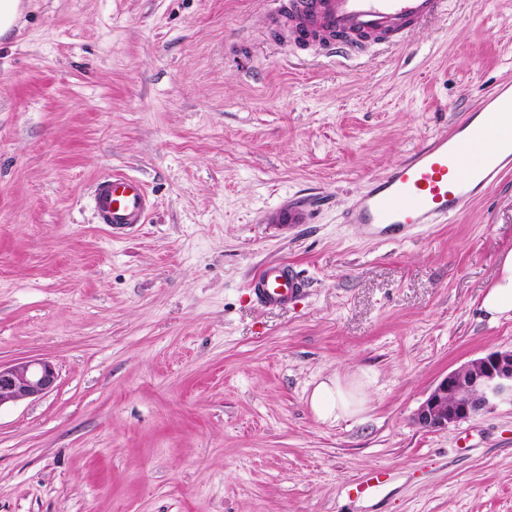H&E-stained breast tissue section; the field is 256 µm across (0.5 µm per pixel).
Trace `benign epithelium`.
Listing matches in <instances>:
<instances>
[{
    "mask_svg": "<svg viewBox=\"0 0 512 512\" xmlns=\"http://www.w3.org/2000/svg\"><path fill=\"white\" fill-rule=\"evenodd\" d=\"M57 377L47 360L0 363V407L47 394ZM503 402L512 404V350L491 352L449 372L431 389L413 422L426 430L446 429Z\"/></svg>",
    "mask_w": 512,
    "mask_h": 512,
    "instance_id": "obj_1",
    "label": "benign epithelium"
}]
</instances>
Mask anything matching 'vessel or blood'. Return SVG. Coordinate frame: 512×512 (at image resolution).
<instances>
[{
	"mask_svg": "<svg viewBox=\"0 0 512 512\" xmlns=\"http://www.w3.org/2000/svg\"><path fill=\"white\" fill-rule=\"evenodd\" d=\"M445 0H266L263 23L286 43L335 56L361 39L399 43L421 22L440 14ZM512 171V82L491 90L482 108L452 131L433 137L407 160L392 164L347 207L349 224L398 238L418 224H441L487 194ZM93 209L103 224L122 229L144 223L152 206L145 183L111 173L95 185ZM251 287L266 307H282L303 290L287 266H269Z\"/></svg>",
	"mask_w": 512,
	"mask_h": 512,
	"instance_id": "1",
	"label": "vessel or blood"
}]
</instances>
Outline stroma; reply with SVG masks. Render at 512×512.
Instances as JSON below:
<instances>
[{"mask_svg": "<svg viewBox=\"0 0 512 512\" xmlns=\"http://www.w3.org/2000/svg\"><path fill=\"white\" fill-rule=\"evenodd\" d=\"M0 36V363L48 394L0 407V512H512V405L413 416L512 349L480 308L512 248V173L399 241L345 223L369 182L512 79V0H446L404 45L334 58L262 29V0H20ZM142 179L121 235L94 183ZM297 207L304 222L275 215ZM300 271L282 308L247 283ZM364 412L313 414L323 378ZM367 497L352 489L374 472ZM54 365L42 359L0 363V407L50 392L57 381ZM363 385L354 386L338 375L326 377L311 391L308 402L318 420L338 423L358 416L365 403Z\"/></svg>", "mask_w": 512, "mask_h": 512, "instance_id": "stroma-1", "label": "stroma"}]
</instances>
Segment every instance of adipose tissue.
<instances>
[{
    "label": "adipose tissue",
    "mask_w": 512,
    "mask_h": 512,
    "mask_svg": "<svg viewBox=\"0 0 512 512\" xmlns=\"http://www.w3.org/2000/svg\"><path fill=\"white\" fill-rule=\"evenodd\" d=\"M481 308L490 320L512 319V250L501 257V273L483 296ZM366 400L362 386L333 375L321 380L308 402L318 420L337 423L358 416Z\"/></svg>",
    "instance_id": "1"
}]
</instances>
